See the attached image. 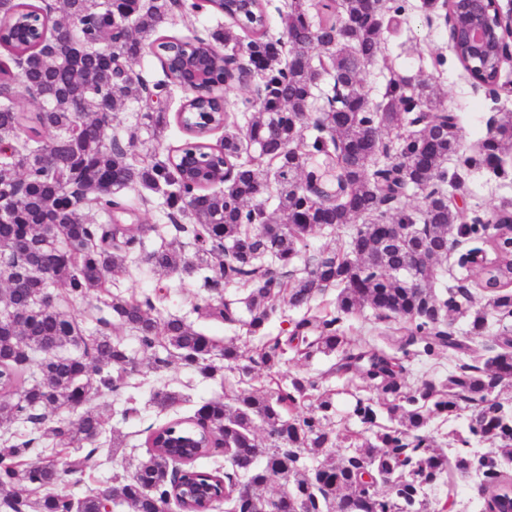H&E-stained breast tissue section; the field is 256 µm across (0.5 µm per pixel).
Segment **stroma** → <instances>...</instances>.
Wrapping results in <instances>:
<instances>
[{"label": "stroma", "mask_w": 512, "mask_h": 512, "mask_svg": "<svg viewBox=\"0 0 512 512\" xmlns=\"http://www.w3.org/2000/svg\"><path fill=\"white\" fill-rule=\"evenodd\" d=\"M390 8H402L405 19L397 33L387 36L378 59L363 72L366 88L373 101H380L385 77L389 68H397L418 81L434 83L450 110L458 115L461 135L459 155L449 157V169L458 170L465 180L462 194L467 213L491 214L503 200H512V158L504 162L505 173L498 178H489L484 170L467 169L465 158L477 156L487 135L486 120L490 115L512 112V95L491 98L475 90L471 79L457 62L449 42L448 31L442 22H429L428 10L423 9L422 0H385ZM223 14L204 11L191 13L187 18L168 19L161 27L162 34L184 39L209 38L214 31L223 29ZM124 135H134L137 150L161 146L169 150L180 146L186 135L177 124H169L160 135H153L141 113L140 104L127 102L120 106L113 122ZM167 208L161 195H153L148 205L137 208L136 218L146 225L147 232L141 246L128 256L129 273L116 280L110 291L123 297H141L155 291H163L165 298L160 306L162 317L179 316L192 322L195 328L218 342H234L240 349H248L255 343L245 328L227 325L201 318L194 311L195 305L208 301H239L245 297L243 288L225 286L221 294H213L202 286L199 274H172L162 276L147 262L146 255L158 248L161 241L174 242L184 256H192L196 245L192 239L176 237L166 217ZM112 336L119 340L127 351L142 362L141 372L130 376L125 388L116 393L100 396V403L109 407L105 432L98 442L99 452L96 466L82 477L62 476L59 493L80 499L114 484L116 479L129 475L137 459L145 456V440L148 431L171 419H188L195 415L200 405L207 400L221 398L231 401L237 390V374L223 372L213 378L202 377L196 371L180 363H172L160 373L147 369V351L140 345L133 330L114 325ZM335 355L315 354L310 360L290 359L283 371L290 376L300 375L321 380L323 388L336 394L335 427L361 430V423L351 418L350 412L356 399L379 400V393L369 383L331 374ZM454 365L453 357L438 351L425 355L422 344L410 348L406 360L407 384L413 385L423 379L441 378ZM176 391L180 399L171 408H158L153 400L160 389ZM136 408L132 417H124L127 408ZM479 478L469 474H451L448 481L438 482L427 492V498L437 512H471V506L479 502L477 487Z\"/></svg>", "instance_id": "stroma-1"}]
</instances>
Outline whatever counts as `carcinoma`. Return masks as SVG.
<instances>
[{"mask_svg": "<svg viewBox=\"0 0 512 512\" xmlns=\"http://www.w3.org/2000/svg\"><path fill=\"white\" fill-rule=\"evenodd\" d=\"M116 10L100 9L98 0H60L65 19L53 24L54 36L44 40L48 21L44 9L28 0L0 3V28L15 59L41 58V64L14 74L0 72V138L21 139L11 156L0 162V190L11 196L0 216V426L18 420L32 425L37 437L20 444L0 443V512H104L107 503L127 512H173L181 507L171 497L176 467L185 471L183 484H224L232 512H262L274 500L287 502L280 512H336L350 503L361 512H434L423 496L424 487L448 473L472 470L487 483L482 508L503 512L498 498L512 482L501 459L512 460V408L499 394L512 389V338L499 336L495 354L483 366L465 357L472 343L482 337L490 313H512V251L490 233L462 222V214L448 204V195L463 184L460 174L444 164L459 152V139L448 131L457 117L443 98L425 81L417 84L391 69L381 100L372 102L362 79L364 68L375 61L387 30L383 11L367 0H342L345 25L335 29L334 4H323L321 29L311 27L309 0H290L280 16L282 38L270 34L263 0H217L230 25L214 40L233 51H243L263 64L266 79L275 85L272 97L253 113L245 130L227 131L222 151L207 146L209 131L225 121L214 85L224 82V58L211 54L210 43L199 39L191 45L175 37L157 44L164 83L178 84L180 61L187 56L210 59V83L201 84L182 120L190 129V141L181 148V159L153 150L137 160L131 149L110 132L114 114L126 100L145 101V84L115 69L114 54L124 62L138 59L158 28L172 15L174 0H112ZM133 26H125V21ZM111 38L116 53H81L77 44H94ZM325 53L322 69L332 74L344 92L339 108L311 117L309 88L313 80L310 61L313 48ZM40 100H23L15 84ZM418 101L415 117L405 102ZM418 129H412V126ZM311 129L314 134L306 136ZM56 136L46 141L43 133ZM397 138L394 156L384 161L383 134ZM483 152L471 162L499 174L501 156L512 153V112H502L494 130L483 141ZM253 154L232 164L242 153ZM49 151L56 165H41L38 153ZM321 157L330 165L340 192L335 197L318 195L306 186L311 163ZM233 165L232 178L216 191L199 174H213ZM274 167L277 205L268 211V182L259 177L263 166ZM108 183V195L99 188ZM81 196L68 200V188ZM131 189L147 202L144 192L160 194L175 222L189 212L191 228L201 242L194 258L187 260L174 249L151 253L152 266L165 272H204L205 283H239L247 288L242 318L232 303L195 307L198 313L218 316L224 323H240L258 337L243 351L219 345L186 319H161L148 299L121 298L111 294L112 281L127 272L129 251L140 242L134 227L93 224L85 209L96 206L108 214L129 213L130 205L119 191ZM423 195V206L401 204L409 191ZM366 216L370 223H357ZM355 225L346 251L322 252L305 266L304 275L288 278L300 247L320 227ZM462 237L479 238L494 254L489 266L475 268L485 303L473 309L467 288L436 293L443 277L441 261L448 246ZM64 288V295L48 304L36 302L48 284L42 273ZM22 281L23 287H13ZM338 288L336 316L314 311L312 302L326 288ZM106 295V306L122 326L134 329L142 346H160L165 356L154 354L151 369L160 372L171 361L212 376L235 369L242 377L255 368L266 371L268 385L262 391L235 392L234 404L220 398L206 401L194 420L223 433L224 471L195 467L210 453L202 447L198 429L174 421L159 427L170 440L188 431L199 448H151L137 461L127 478L79 500L56 491L60 482V455L68 448L91 446L69 459L70 472H83L95 462L96 444L105 419L100 407L90 402L106 391L120 388L123 376L141 371V364L105 329L85 335L63 308L78 299ZM303 311L288 336H269L266 325L281 303ZM373 308L381 319L400 318L403 326L381 343L353 341L338 323L344 316ZM469 318L462 336L450 329L453 315ZM424 340L423 353H452L457 360L448 376L405 383L407 347ZM51 346L73 348L76 354L44 357L39 375L29 372L34 358ZM307 360L313 354H338L330 373L369 383L382 397L389 420L378 422V403L358 399L353 415L376 428L370 437L344 434L332 427L335 405L332 393L320 392L317 381L286 376L281 367L288 352ZM403 356H398V353ZM224 361L219 366L216 360ZM311 402L308 413L297 405ZM80 410L75 421L51 414ZM471 411L467 435L450 433L458 448L453 455L433 447L427 430L434 417L447 420L458 411ZM266 436L255 435V422ZM488 437L498 442L497 451L472 453L470 438ZM50 441L53 452L29 455L41 441ZM346 453L334 460L332 448ZM326 455L306 465L303 454ZM274 478L280 484L268 496L258 494ZM27 483L43 491L30 499L15 491Z\"/></svg>", "mask_w": 512, "mask_h": 512, "instance_id": "1", "label": "carcinoma"}]
</instances>
